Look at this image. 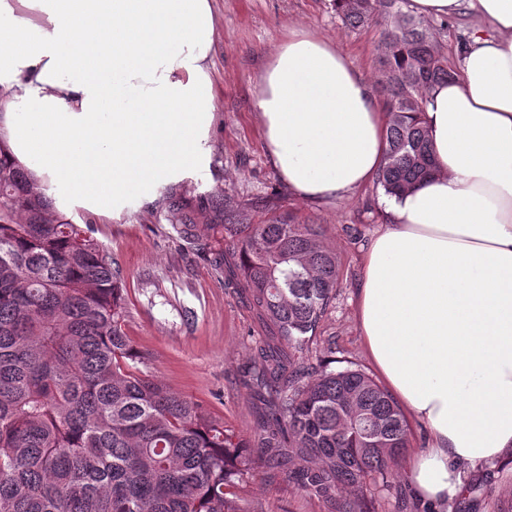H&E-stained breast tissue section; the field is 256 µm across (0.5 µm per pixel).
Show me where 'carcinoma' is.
<instances>
[{
    "label": "carcinoma",
    "mask_w": 512,
    "mask_h": 512,
    "mask_svg": "<svg viewBox=\"0 0 512 512\" xmlns=\"http://www.w3.org/2000/svg\"><path fill=\"white\" fill-rule=\"evenodd\" d=\"M404 3L333 0L350 28L382 27L377 182L387 195L432 173L425 90L457 74L436 28ZM163 201L179 239L262 327L240 374L264 406L260 457L334 512H366L346 490H385L410 439L371 377L310 363L336 295V253L290 213L253 224L223 194L180 184ZM125 317L112 256L0 140V512H241L236 487L256 467L253 448L148 370Z\"/></svg>",
    "instance_id": "1"
}]
</instances>
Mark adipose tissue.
Wrapping results in <instances>:
<instances>
[{
    "mask_svg": "<svg viewBox=\"0 0 512 512\" xmlns=\"http://www.w3.org/2000/svg\"><path fill=\"white\" fill-rule=\"evenodd\" d=\"M469 8L482 30L426 92L433 172L386 198L356 291L385 390L426 430L407 479L432 512L464 469L512 460V0ZM215 34L213 0H0V139L60 210L154 199L211 164ZM253 108L295 198L377 180L388 115L333 40L290 27Z\"/></svg>",
    "mask_w": 512,
    "mask_h": 512,
    "instance_id": "obj_1",
    "label": "adipose tissue"
}]
</instances>
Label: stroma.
<instances>
[{
  "label": "stroma",
  "mask_w": 512,
  "mask_h": 512,
  "mask_svg": "<svg viewBox=\"0 0 512 512\" xmlns=\"http://www.w3.org/2000/svg\"><path fill=\"white\" fill-rule=\"evenodd\" d=\"M214 11L212 163L185 185L197 193L223 190L229 205L248 209L257 223L265 218L271 192L275 206L320 225L324 244L337 255L339 277L317 337L320 357L329 370L352 367L373 374L356 320L355 288L362 247L381 221L384 192L372 183L328 205L293 197L267 160L252 93L274 46L292 26L334 39L351 65L377 83L380 30L348 29L332 0H214ZM90 225L123 274L125 331L149 369L171 390L223 419L244 442L254 443L258 411L236 379L260 334L251 313L200 255L176 241L162 199L133 202L119 217L94 218ZM407 425L410 446L394 468V488L369 500L371 512H400L395 489L407 486V464L425 446L422 426L412 419ZM466 484L463 512H512V461L467 469ZM238 494L243 512H330L329 505L264 464L239 485Z\"/></svg>",
  "instance_id": "35a3bbf8"
}]
</instances>
